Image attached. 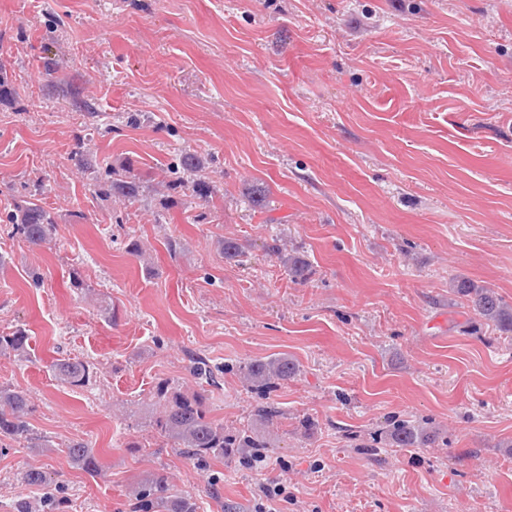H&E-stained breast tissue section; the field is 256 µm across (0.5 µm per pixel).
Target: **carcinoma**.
<instances>
[{"instance_id":"1","label":"carcinoma","mask_w":512,"mask_h":512,"mask_svg":"<svg viewBox=\"0 0 512 512\" xmlns=\"http://www.w3.org/2000/svg\"><path fill=\"white\" fill-rule=\"evenodd\" d=\"M180 170L191 176L189 180L174 182V188L189 192L193 196L206 198L211 193L207 181L198 177L200 160L192 153L179 156ZM96 187L103 195L137 200L144 186L140 178L131 171L116 175L108 171L98 180ZM6 224L11 228L10 237H19L33 246H41L52 240L55 223L50 213L34 203L19 204L7 215ZM224 258L238 261L246 255L245 247L238 240L225 238L219 243ZM266 251L276 255L295 283L307 279L309 265L303 257L288 251L287 246L275 238L264 245ZM452 291L465 298L475 315L486 324H493L504 333L512 332V305L504 302L492 289L474 281L455 277L451 280ZM26 331L17 329L9 334L0 335V355L13 354L24 358L28 355ZM56 378L71 389L87 386L93 377L88 362L78 358L61 357L52 364ZM300 372L297 362L286 356L278 355L262 360H252L241 368L243 380L251 390L265 395L282 381L295 378ZM199 393L188 398L173 395L150 421L151 427L161 436L172 440L185 450L188 456L198 464H204L212 457L231 458L247 449H268L265 438L251 428L227 431L224 425L208 416ZM31 411L30 400L22 390L0 386V439H30L31 429L27 416ZM281 411L272 403L260 402L253 409V421L268 426L276 421ZM381 439L396 448H429L436 442V432L430 428L409 420L389 423L381 432ZM67 456L71 463L91 475L101 471L97 453L83 441H74L67 447ZM23 479L35 486L46 489L48 512H57L59 500L51 489L50 480L45 472L29 469L23 473ZM135 503L132 512H199L197 502L189 495L169 492L166 480L162 476L138 485L134 491Z\"/></svg>"}]
</instances>
